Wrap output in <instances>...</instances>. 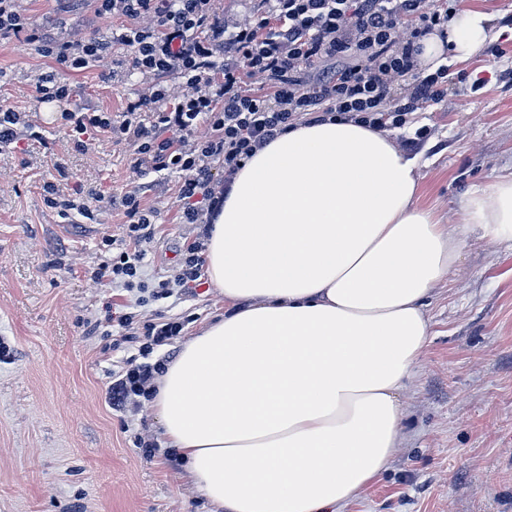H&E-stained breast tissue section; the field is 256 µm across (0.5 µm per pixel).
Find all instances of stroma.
I'll list each match as a JSON object with an SVG mask.
<instances>
[{
  "instance_id": "obj_1",
  "label": "stroma",
  "mask_w": 512,
  "mask_h": 512,
  "mask_svg": "<svg viewBox=\"0 0 512 512\" xmlns=\"http://www.w3.org/2000/svg\"><path fill=\"white\" fill-rule=\"evenodd\" d=\"M30 27L58 41L111 38L123 20H101L93 0H26ZM133 50L117 45L104 61L68 73L71 110L119 114L138 89ZM37 47L0 43V99L28 113L44 137L29 150L0 149V512H212L182 461L147 459L135 436L159 437L151 401L112 411L106 390L124 351L88 333L123 303L122 290L91 280L98 244L119 234L111 197L132 191L130 147L100 137L73 150L54 106L37 104L34 79L55 69ZM447 97L394 139L426 125L417 152L419 206L457 221L464 196L512 172V38L488 39L452 62ZM64 158L79 182L60 180ZM64 195L83 188L98 221L70 224L45 206L43 186ZM165 237L148 253V276L171 275L187 236L174 198L160 203ZM430 336L402 392V436L388 469L343 512H512V245L468 238L448 279L428 301ZM186 318L184 336L224 315V295L208 283L165 308Z\"/></svg>"
}]
</instances>
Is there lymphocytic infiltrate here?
<instances>
[{"label": "lymphocytic infiltrate", "instance_id": "1", "mask_svg": "<svg viewBox=\"0 0 512 512\" xmlns=\"http://www.w3.org/2000/svg\"><path fill=\"white\" fill-rule=\"evenodd\" d=\"M96 11L126 20L117 40L134 50L140 87L120 117L64 108L60 116L76 150L101 134L133 148L129 169L137 185L112 200L121 232L102 237L107 257L90 273L130 296L108 317L120 331L113 348L137 347L107 393L113 410L127 412L152 396L165 369L148 363V355L185 327L162 314L141 320L140 307L202 284L200 236L180 244L174 276L146 279L144 260L162 234L157 200L175 196L180 223L206 227L251 155L297 125L331 118L379 131L409 125L448 94L447 65L426 69L421 44L447 26L451 11L435 0H258L250 19L231 27L216 0H96ZM0 39L37 45L55 59L57 69L38 76L36 91L63 104L71 89L62 70L87 68L110 49L97 36L59 42L29 27L20 0H0ZM203 124L210 134L202 138L196 131ZM174 172L182 179L172 188L167 177Z\"/></svg>", "mask_w": 512, "mask_h": 512}]
</instances>
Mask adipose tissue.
I'll return each instance as SVG.
<instances>
[{
    "mask_svg": "<svg viewBox=\"0 0 512 512\" xmlns=\"http://www.w3.org/2000/svg\"><path fill=\"white\" fill-rule=\"evenodd\" d=\"M491 31L466 11L421 57L467 58ZM422 165L387 133L331 119L234 176L204 240L224 317L182 344L155 395L163 444L215 512H341L385 472L427 299L469 234L512 243V174L471 190L450 227L417 204Z\"/></svg>",
    "mask_w": 512,
    "mask_h": 512,
    "instance_id": "ef3b65f1",
    "label": "adipose tissue"
}]
</instances>
